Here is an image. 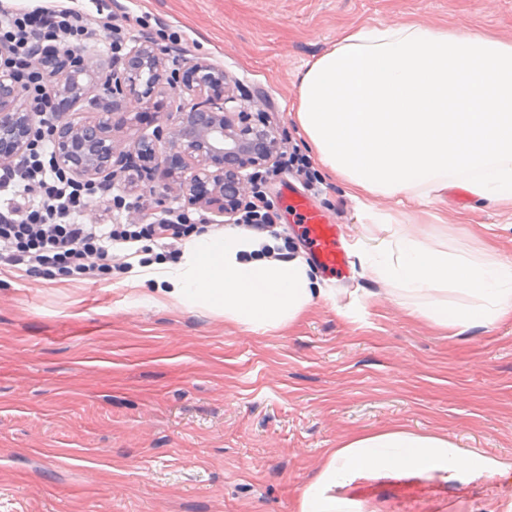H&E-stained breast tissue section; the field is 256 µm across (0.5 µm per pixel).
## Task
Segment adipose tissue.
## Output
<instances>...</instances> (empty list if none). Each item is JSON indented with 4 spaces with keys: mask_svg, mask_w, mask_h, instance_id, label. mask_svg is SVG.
Wrapping results in <instances>:
<instances>
[{
    "mask_svg": "<svg viewBox=\"0 0 512 512\" xmlns=\"http://www.w3.org/2000/svg\"><path fill=\"white\" fill-rule=\"evenodd\" d=\"M296 121L323 166L355 197L427 206L449 188L512 205V42L435 28L420 21L349 30L309 63L298 84ZM388 236L361 248L362 267L399 287L409 317L459 335L512 319V264L454 254L387 217ZM271 238L228 227L194 236L178 261L139 268L131 285L159 286L185 306L223 313L245 330L268 332L297 321L333 289L313 279L303 258L263 257ZM456 291L473 304L449 306ZM504 467L448 436L383 427L326 449L296 512H366L356 483L386 478L488 479Z\"/></svg>",
    "mask_w": 512,
    "mask_h": 512,
    "instance_id": "adipose-tissue-1",
    "label": "adipose tissue"
}]
</instances>
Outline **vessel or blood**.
<instances>
[{
	"instance_id": "b4317fda",
	"label": "vessel or blood",
	"mask_w": 512,
	"mask_h": 512,
	"mask_svg": "<svg viewBox=\"0 0 512 512\" xmlns=\"http://www.w3.org/2000/svg\"><path fill=\"white\" fill-rule=\"evenodd\" d=\"M283 203L288 214L293 216L296 230L305 240L310 256L327 274L344 275L348 269V256L339 226L326 221L308 198L293 188H286Z\"/></svg>"
}]
</instances>
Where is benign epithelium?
Listing matches in <instances>:
<instances>
[{
  "instance_id": "1",
  "label": "benign epithelium",
  "mask_w": 512,
  "mask_h": 512,
  "mask_svg": "<svg viewBox=\"0 0 512 512\" xmlns=\"http://www.w3.org/2000/svg\"><path fill=\"white\" fill-rule=\"evenodd\" d=\"M65 72L49 75L61 98L59 122L53 130L58 166L80 180L122 177L129 158L114 151L112 130H126L133 142L141 172L149 176L163 197L177 196L187 204L226 217L236 216L252 202V176L271 167L284 138L261 105L245 106V94L212 63L184 59L168 69L155 45L143 41L112 62V102L80 123L69 113L88 97L91 68L84 57L68 54ZM183 99L175 112L163 111L157 100L162 89ZM19 84L0 75V164L16 158L35 134V113L18 102ZM153 112L161 124L153 139L142 136L129 105Z\"/></svg>"
}]
</instances>
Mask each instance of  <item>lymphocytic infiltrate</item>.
I'll return each mask as SVG.
<instances>
[{
  "instance_id": "obj_1",
  "label": "lymphocytic infiltrate",
  "mask_w": 512,
  "mask_h": 512,
  "mask_svg": "<svg viewBox=\"0 0 512 512\" xmlns=\"http://www.w3.org/2000/svg\"><path fill=\"white\" fill-rule=\"evenodd\" d=\"M94 10L75 0H44L22 10L0 0V47L6 56L0 70L9 73L26 93L38 121L33 142L11 164L0 165V270L56 273L73 280H93L110 270L111 249L143 240H163L171 252L183 241L207 231L204 219L176 209L138 224H87L81 219L92 204L111 203L110 185L80 181L53 161L55 97L38 66L41 56L105 45L122 52L127 31L110 11L109 0H93ZM107 11L104 23L92 11Z\"/></svg>"
}]
</instances>
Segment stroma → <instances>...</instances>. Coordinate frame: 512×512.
<instances>
[{"label": "stroma", "mask_w": 512, "mask_h": 512, "mask_svg": "<svg viewBox=\"0 0 512 512\" xmlns=\"http://www.w3.org/2000/svg\"><path fill=\"white\" fill-rule=\"evenodd\" d=\"M130 43L150 16L188 55L270 105L310 162L294 119L299 75L348 30L419 20L512 41V0H120ZM310 197L361 240L372 215L449 251L492 243L512 261V206L449 190L429 214L356 200L326 168ZM113 194L145 219L181 206L150 185ZM313 275L335 301L253 333L201 307L146 300L128 275L75 282L0 274V512H295L325 449L381 427L448 435L505 468L469 484L394 479L355 487L380 512H506L512 504V322L448 335L406 316L359 264Z\"/></svg>", "instance_id": "obj_1"}]
</instances>
